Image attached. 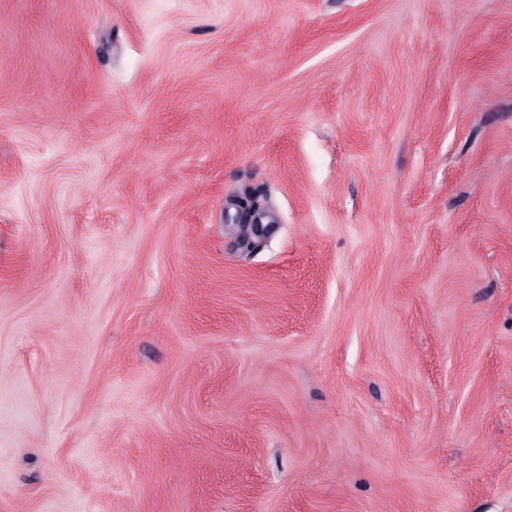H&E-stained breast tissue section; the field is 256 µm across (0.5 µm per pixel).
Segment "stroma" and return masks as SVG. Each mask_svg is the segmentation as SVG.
<instances>
[{
    "mask_svg": "<svg viewBox=\"0 0 512 512\" xmlns=\"http://www.w3.org/2000/svg\"><path fill=\"white\" fill-rule=\"evenodd\" d=\"M0 512H512V0H0Z\"/></svg>",
    "mask_w": 512,
    "mask_h": 512,
    "instance_id": "1",
    "label": "stroma"
}]
</instances>
